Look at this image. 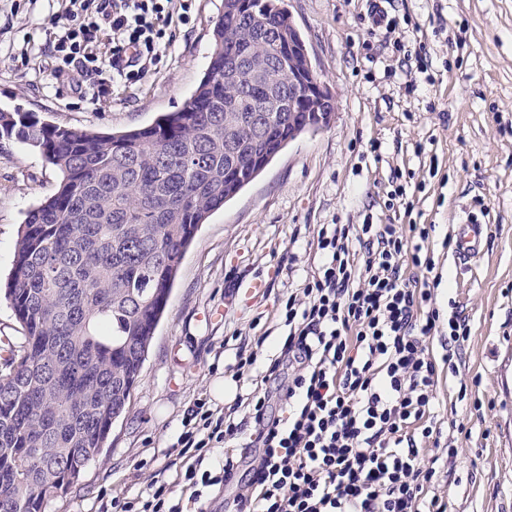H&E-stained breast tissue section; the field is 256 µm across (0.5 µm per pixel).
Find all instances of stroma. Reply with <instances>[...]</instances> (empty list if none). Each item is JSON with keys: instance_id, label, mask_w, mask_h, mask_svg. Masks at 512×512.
Wrapping results in <instances>:
<instances>
[{"instance_id": "1", "label": "stroma", "mask_w": 512, "mask_h": 512, "mask_svg": "<svg viewBox=\"0 0 512 512\" xmlns=\"http://www.w3.org/2000/svg\"><path fill=\"white\" fill-rule=\"evenodd\" d=\"M160 41L161 59L95 104L55 81L46 30L66 27L63 0H0V109L74 128L124 131L176 111L209 63L224 0H187ZM313 68L336 100L330 124L291 142L202 224L169 305L101 454L47 512H105L143 488L135 469H160L184 411L214 392L241 337L263 334L312 270L322 224H427L441 315L470 319L456 373L436 389L442 445L455 448L433 490L447 512H512V0H385L396 30L373 28V0H284ZM431 65L410 76V55ZM418 88L407 93L408 80ZM58 171L15 141H0V285L13 270L26 212L52 195ZM406 185L410 210L388 207ZM488 224L483 254L458 262L450 241L461 207ZM265 288L246 298L241 282ZM467 400H458L460 385ZM493 402L475 410L473 399Z\"/></svg>"}]
</instances>
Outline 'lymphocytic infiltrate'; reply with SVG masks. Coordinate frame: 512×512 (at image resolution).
I'll list each match as a JSON object with an SVG mask.
<instances>
[{
  "label": "lymphocytic infiltrate",
  "instance_id": "1",
  "mask_svg": "<svg viewBox=\"0 0 512 512\" xmlns=\"http://www.w3.org/2000/svg\"><path fill=\"white\" fill-rule=\"evenodd\" d=\"M175 9L176 0H69L51 46L72 92L91 85L104 99L139 75ZM428 240L427 228L411 237L369 219L320 225L315 270L279 304L278 351L250 338L234 373H252L247 393L225 404L197 398L163 467L136 497H113V512H187L229 487L247 458L252 476L233 496L235 512H446L428 493L444 458L422 446L440 442L439 365L459 359L470 325L452 311L448 354L432 358L440 311L430 289L404 276L409 266L433 271ZM273 378L277 389H267Z\"/></svg>",
  "mask_w": 512,
  "mask_h": 512
}]
</instances>
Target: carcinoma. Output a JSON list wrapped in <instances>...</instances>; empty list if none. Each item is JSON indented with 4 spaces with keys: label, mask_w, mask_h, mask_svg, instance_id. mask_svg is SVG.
Masks as SVG:
<instances>
[{
    "label": "carcinoma",
    "mask_w": 512,
    "mask_h": 512,
    "mask_svg": "<svg viewBox=\"0 0 512 512\" xmlns=\"http://www.w3.org/2000/svg\"><path fill=\"white\" fill-rule=\"evenodd\" d=\"M207 73L183 106L117 133L0 110V140L53 166L56 191L20 224L3 298L21 324L0 367V512H46L101 452L131 391L199 227L288 141L295 58L265 70L288 34L268 0H224Z\"/></svg>",
    "instance_id": "cac0c4a2"
}]
</instances>
